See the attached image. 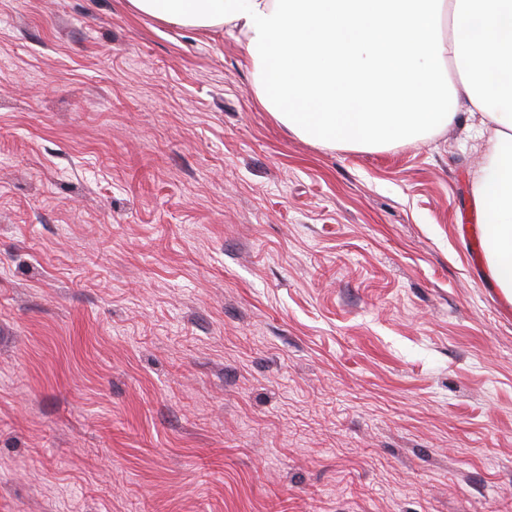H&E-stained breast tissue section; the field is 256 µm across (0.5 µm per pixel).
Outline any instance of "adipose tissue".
Here are the masks:
<instances>
[{
	"label": "adipose tissue",
	"instance_id": "1",
	"mask_svg": "<svg viewBox=\"0 0 512 512\" xmlns=\"http://www.w3.org/2000/svg\"><path fill=\"white\" fill-rule=\"evenodd\" d=\"M128 4L166 23L238 31L262 107L320 144L375 147L428 135L463 109L481 113L496 138L476 201L512 301V0Z\"/></svg>",
	"mask_w": 512,
	"mask_h": 512
}]
</instances>
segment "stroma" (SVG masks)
Wrapping results in <instances>:
<instances>
[{
    "label": "stroma",
    "mask_w": 512,
    "mask_h": 512,
    "mask_svg": "<svg viewBox=\"0 0 512 512\" xmlns=\"http://www.w3.org/2000/svg\"><path fill=\"white\" fill-rule=\"evenodd\" d=\"M476 126L318 144L238 35L0 0V512H512Z\"/></svg>",
    "instance_id": "1"
}]
</instances>
